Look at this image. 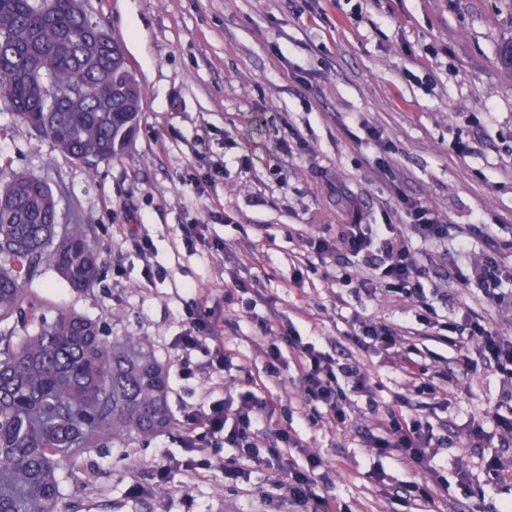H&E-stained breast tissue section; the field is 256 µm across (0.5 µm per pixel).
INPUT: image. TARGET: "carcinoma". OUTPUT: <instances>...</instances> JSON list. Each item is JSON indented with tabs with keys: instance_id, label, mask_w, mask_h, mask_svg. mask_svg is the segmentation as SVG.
<instances>
[{
	"instance_id": "obj_1",
	"label": "carcinoma",
	"mask_w": 512,
	"mask_h": 512,
	"mask_svg": "<svg viewBox=\"0 0 512 512\" xmlns=\"http://www.w3.org/2000/svg\"><path fill=\"white\" fill-rule=\"evenodd\" d=\"M75 0H0V109L92 168L128 146L143 90L118 42L89 40ZM45 69L25 73L32 51ZM0 512H55L62 464L104 441L170 429L168 371L137 336L105 341L65 309L19 336L13 315L38 319L23 283L51 261L75 290L92 288L98 257L85 225L59 226L58 199L32 172L0 187Z\"/></svg>"
}]
</instances>
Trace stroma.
<instances>
[{
	"label": "stroma",
	"mask_w": 512,
	"mask_h": 512,
	"mask_svg": "<svg viewBox=\"0 0 512 512\" xmlns=\"http://www.w3.org/2000/svg\"><path fill=\"white\" fill-rule=\"evenodd\" d=\"M92 20L117 39L144 91L139 126L124 152L95 168L0 112V186L31 171L60 193V221L84 224L99 258L94 288L76 291L52 265L28 284L38 317L67 309L96 321L105 339L142 337L169 371L174 425L149 439L105 443L64 464L57 512H305L283 499L269 469L247 481L227 476L238 451L218 449L209 479L171 470L160 494L163 457H181L184 416L204 402L252 391L276 405L275 421L298 441L291 454L319 456L345 512H403L392 488L414 481L390 459L368 456L361 415L341 428L301 408L298 371L283 349L279 373L263 371L264 352L299 336L317 350L363 365L379 383L378 400L402 394L434 438L446 422L464 426L500 399V377L463 381L451 403L415 393L399 358L365 352L351 336L354 315H370L413 334L420 361L455 371L444 331L424 328L419 309L379 284L359 293V268L309 259L306 237L324 224H407L394 191L424 199L449 225L447 240L416 243L445 276L467 271L479 253L512 265V73L497 62L512 37L503 0H84ZM382 131L386 149L361 141ZM469 146L458 154L456 142ZM222 178H213L215 166ZM195 178V194L183 185ZM206 225L204 239L185 228ZM479 225L468 249L458 236ZM153 243L141 252L142 237ZM224 250L209 252V240ZM242 284L233 300L225 287ZM224 315L225 374L203 353L183 355L175 339L194 313ZM189 361L192 375L180 373ZM447 485L412 512H459L512 499V483L475 467L466 436L437 451ZM472 464L460 481L458 466Z\"/></svg>",
	"instance_id": "obj_1"
}]
</instances>
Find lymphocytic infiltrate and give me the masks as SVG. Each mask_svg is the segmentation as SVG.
Instances as JSON below:
<instances>
[{"instance_id": "1", "label": "lymphocytic infiltrate", "mask_w": 512, "mask_h": 512, "mask_svg": "<svg viewBox=\"0 0 512 512\" xmlns=\"http://www.w3.org/2000/svg\"><path fill=\"white\" fill-rule=\"evenodd\" d=\"M396 202L410 220V233L395 231L389 224H340L335 233L320 229L307 237L306 243L316 256L344 254L362 259L368 272L357 284L367 296H374L377 284L370 275L371 268H380L388 281V289L395 295L413 299L420 310L422 324L430 329L440 327L441 321L430 297L421 282L428 278L430 269L411 245L412 237L435 243L447 237L448 227L426 203L397 193ZM463 285H478L484 300L498 313L512 314V273L504 269L498 259L490 254H480L468 272L457 274ZM358 330L352 338L364 350L396 352L406 361L418 390L426 395H440L442 388L436 384L437 374L428 365L415 360V344L410 343L403 331L371 318L357 321ZM464 333L454 341L456 363L460 370L471 377L487 373L500 376L505 390L502 398L504 409L495 411L493 422L501 452L485 462L490 479L512 482V336L502 333L488 317L467 314ZM211 341V364L219 371L229 370L231 361L224 352V338L218 317L207 312L195 317L179 338L183 351L193 352L204 341ZM288 345L294 349L299 364V394L305 405L322 409L327 423L347 426L354 412L351 393L375 395L377 384L369 373L355 363H338L334 358L316 350L315 346L292 336ZM375 426L362 433V445L369 455L392 459L397 465L421 472L422 478L394 490L392 499L403 506L432 499L443 490L435 462L436 452L430 434L423 432L410 415L394 404L373 403L369 409ZM274 416L272 401L255 393L241 396L225 394L224 398L209 402L190 413L186 420L184 448L186 456L181 461L185 470L195 476L206 477L214 468L213 463L200 457L197 438L205 434L217 444L238 448L236 473H246L251 466L271 459L273 484L289 500L308 505L309 512H340L335 496L320 495L315 491L317 471L322 463L311 459L308 466H299L289 459L288 449L294 439L285 429L275 430L268 436L266 448L254 442V427L261 422H271Z\"/></svg>"}]
</instances>
